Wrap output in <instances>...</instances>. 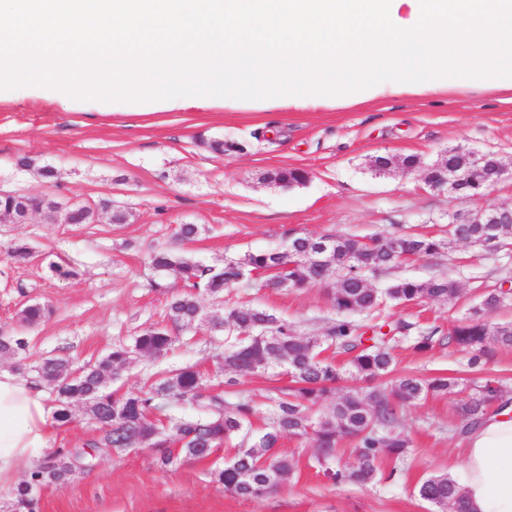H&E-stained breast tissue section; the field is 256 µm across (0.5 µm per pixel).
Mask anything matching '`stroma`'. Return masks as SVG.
<instances>
[{"label": "stroma", "instance_id": "stroma-1", "mask_svg": "<svg viewBox=\"0 0 512 512\" xmlns=\"http://www.w3.org/2000/svg\"><path fill=\"white\" fill-rule=\"evenodd\" d=\"M214 139L223 141V153L208 148ZM454 148L491 153L512 165V103L475 90L302 112H228L221 100L208 105L192 97L178 111L126 117L23 87L2 93L0 191L63 203L107 198L129 207L131 215L125 224L110 223L103 213L94 224H51L39 211L30 223L0 224V336L27 340V377L34 381L44 359L64 357L77 369L100 361L113 345L131 342L143 329L167 325V296L152 288L147 263L164 247L179 246L192 259L219 266L283 244L292 233L447 239L458 212L511 205L512 180L465 202L427 187L421 172L378 175L369 161L381 154L412 155L430 165ZM22 158L28 166H19ZM46 167L54 177L43 175ZM288 168L303 169L306 183L290 189L264 183L268 171ZM186 223L203 231L194 241L176 244L174 233ZM20 240L32 249L25 262L8 254ZM55 264L68 269V276H56ZM441 275L457 283L455 297L383 310L391 320L413 326L395 350L394 376L458 381L453 393L403 410L411 444L398 464L400 478L368 486L332 484L313 467L309 442L287 436L279 443L292 465L286 483L263 498L242 499L210 482L212 460L180 461L163 470L153 451L94 447L98 431L76 401L70 422L50 446L84 452L86 466L64 486L34 490L35 512H437L419 497L418 486L430 475L449 472L459 454L464 436L458 407L472 382L490 375L512 395V349L491 347L474 366L469 353L449 346L446 336L500 280H512V251L490 253L457 243L447 255L404 263L370 283L382 288L402 278ZM328 291L324 284L282 289L246 280L225 291L224 304L251 302L288 320L298 334L315 336L336 317ZM35 302L49 305L50 317L23 324L21 310ZM434 328L439 335L431 348L415 350V337ZM223 339V332L206 326L181 333L163 358L135 357L111 387L135 392L156 375L194 366L206 375L209 392L226 398L238 390L249 394L254 425L263 427L290 380L284 374L251 376L237 387L225 386L219 364Z\"/></svg>", "mask_w": 512, "mask_h": 512}]
</instances>
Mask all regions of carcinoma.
I'll return each mask as SVG.
<instances>
[{
	"label": "carcinoma",
	"mask_w": 512,
	"mask_h": 512,
	"mask_svg": "<svg viewBox=\"0 0 512 512\" xmlns=\"http://www.w3.org/2000/svg\"><path fill=\"white\" fill-rule=\"evenodd\" d=\"M495 230L499 243H512L511 224H456L448 241L410 234L379 237L381 243L367 249L352 236H336V249L320 260L315 258L316 239L288 234L281 249L269 248L248 252L243 258L228 260L222 268L195 262L174 248L150 254L149 266L159 280L154 287L163 291L161 279L173 276L183 283V292L171 297L167 316L173 328L186 330L198 325L199 292L218 300L224 290L244 279L251 271L278 270L267 279L286 283L288 288H307L328 280L334 281L332 306L342 318L335 320L319 336H301L294 326L269 311L241 303L225 312L224 319V384L235 386L240 376H261L278 368L285 370L292 386L274 401L270 421L262 430L252 428L255 415L253 401L239 394L233 403H224L219 394H209L204 374L194 366L157 376L137 392L120 393L110 388L114 380L137 354L161 358L170 350L175 337L167 328H148L134 337L132 344L112 348L94 365L72 373L68 360L45 359L37 367L45 379L61 377L55 419L70 420L68 404L80 400L87 414L98 426L100 436L94 446L133 448L140 443L156 453V462L166 469L181 459L204 461L214 448L235 449L232 462L208 475L224 491L241 498L259 499L279 487L291 472L288 458L278 453L280 440L288 435L311 442L312 458L333 484L366 485L382 478L394 480L400 470H382L387 459L405 457L409 441L400 429L401 410L430 395L448 394L458 382L450 377L423 380L405 376L388 387H377L364 394L354 392L338 398L332 409L320 407L336 390L342 378L341 369L322 357L327 351L349 355V372L372 380H382L393 371L394 343L409 329L400 321L379 319L377 309L389 302H410L422 298H448L457 292L456 282L445 277L427 281L400 279L383 290L365 284L368 274L376 276L398 263L402 255L439 256L456 242L481 248ZM512 299L499 290L488 293L472 318L448 334V343L472 353L475 365L490 346L512 348V325L497 324L489 314ZM49 314L47 306H26L21 321L33 325ZM354 314H365L371 321L362 324ZM27 349L22 336H0V356L16 357ZM505 393L495 378L486 377L474 383L473 393L460 407L464 425L461 432L477 424L489 406ZM190 405L200 409L197 416H178L172 408ZM345 438L355 441L353 465L340 463L339 445ZM73 472L70 456L53 451L44 463L30 473L13 493L15 512H34V488L54 484L65 485ZM419 496L439 509L469 512L458 482L446 473L433 474L421 482Z\"/></svg>",
	"instance_id": "obj_1"
}]
</instances>
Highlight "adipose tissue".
<instances>
[{"mask_svg":"<svg viewBox=\"0 0 512 512\" xmlns=\"http://www.w3.org/2000/svg\"><path fill=\"white\" fill-rule=\"evenodd\" d=\"M54 411L38 383L0 368V486L38 466ZM454 468L471 512H512V395L468 430Z\"/></svg>","mask_w":512,"mask_h":512,"instance_id":"ef3b65f1","label":"adipose tissue"}]
</instances>
